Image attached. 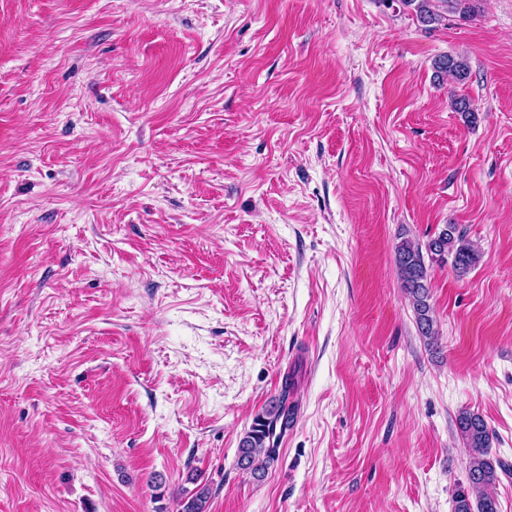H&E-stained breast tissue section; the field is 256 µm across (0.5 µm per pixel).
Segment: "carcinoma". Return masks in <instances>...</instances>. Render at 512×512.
Here are the masks:
<instances>
[{
  "label": "carcinoma",
  "mask_w": 512,
  "mask_h": 512,
  "mask_svg": "<svg viewBox=\"0 0 512 512\" xmlns=\"http://www.w3.org/2000/svg\"><path fill=\"white\" fill-rule=\"evenodd\" d=\"M411 8L417 20L431 26L448 21V15L472 20L479 14V0H399ZM435 77L452 79L458 83L470 77L468 58L461 54H445L433 62ZM395 264L413 307L419 334L433 343L438 332L430 304L431 264L451 263L460 275L475 267L479 250L468 240L457 225L447 224L425 244L400 240L394 249ZM296 384L295 374L282 379L279 398L257 414L238 448L237 466L259 479L278 459L280 437L292 426L296 405L288 402ZM456 425L468 452L467 485L458 486L452 495L451 512H500L497 485L499 474H512V465L490 458L492 432L484 418L467 410L460 412ZM195 489L177 500V512H207L211 488L199 482V475L189 477Z\"/></svg>",
  "instance_id": "carcinoma-1"
}]
</instances>
